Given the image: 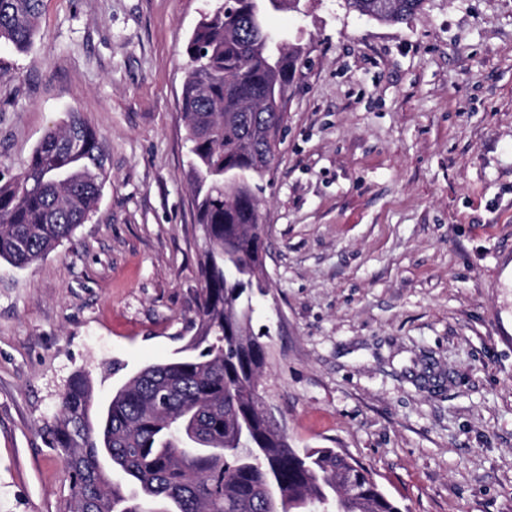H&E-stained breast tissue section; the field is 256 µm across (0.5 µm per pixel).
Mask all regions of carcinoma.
I'll use <instances>...</instances> for the list:
<instances>
[{
  "mask_svg": "<svg viewBox=\"0 0 512 512\" xmlns=\"http://www.w3.org/2000/svg\"><path fill=\"white\" fill-rule=\"evenodd\" d=\"M389 24L423 0H345ZM279 0H217L193 29L181 92L193 206L204 243L191 354L143 367L100 412L89 378L60 395L47 434L70 477L68 512H401L364 468L333 448H295L258 410L266 344L239 341L264 246L255 194L284 123L277 101L300 57L288 38H267ZM42 0H0V43L26 49ZM109 179L97 132L79 118L51 127L24 171L0 175V261L24 268L71 238L95 211ZM361 472L346 498L336 476Z\"/></svg>",
  "mask_w": 512,
  "mask_h": 512,
  "instance_id": "cac0c4a2",
  "label": "carcinoma"
}]
</instances>
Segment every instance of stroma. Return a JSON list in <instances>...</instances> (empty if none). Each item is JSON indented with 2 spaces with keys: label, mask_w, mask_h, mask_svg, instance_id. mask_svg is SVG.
I'll return each instance as SVG.
<instances>
[{
  "label": "stroma",
  "mask_w": 512,
  "mask_h": 512,
  "mask_svg": "<svg viewBox=\"0 0 512 512\" xmlns=\"http://www.w3.org/2000/svg\"><path fill=\"white\" fill-rule=\"evenodd\" d=\"M212 0H43L0 44V172L80 117L110 178L71 239L0 262V512H64L46 428L193 336L201 233L179 109ZM302 49L256 195L270 292L262 385L297 448H333L408 512H512V0H424L391 25L300 0Z\"/></svg>",
  "instance_id": "stroma-1"
}]
</instances>
